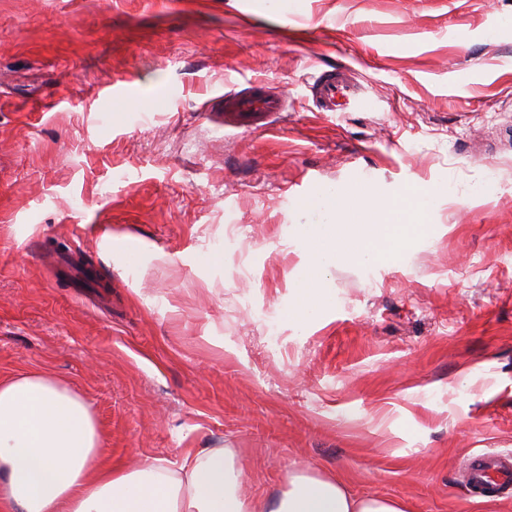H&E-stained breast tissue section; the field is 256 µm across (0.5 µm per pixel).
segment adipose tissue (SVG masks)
<instances>
[{"instance_id": "obj_1", "label": "adipose tissue", "mask_w": 512, "mask_h": 512, "mask_svg": "<svg viewBox=\"0 0 512 512\" xmlns=\"http://www.w3.org/2000/svg\"><path fill=\"white\" fill-rule=\"evenodd\" d=\"M101 456L83 396L47 371L0 378V512H404L397 500L356 496L335 476L300 471L273 499H248L228 448L177 471L150 458L130 471L106 468Z\"/></svg>"}]
</instances>
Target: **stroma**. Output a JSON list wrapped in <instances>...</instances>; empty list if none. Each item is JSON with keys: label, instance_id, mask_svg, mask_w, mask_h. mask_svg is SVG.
I'll use <instances>...</instances> for the list:
<instances>
[{"label": "stroma", "instance_id": "obj_1", "mask_svg": "<svg viewBox=\"0 0 512 512\" xmlns=\"http://www.w3.org/2000/svg\"><path fill=\"white\" fill-rule=\"evenodd\" d=\"M512 0H0V377L91 404L106 462L229 448L249 497L335 473L407 512H512ZM346 66L355 112L308 85ZM288 109L243 126L244 79ZM443 184L437 231L286 319L303 200ZM110 246H102L103 236ZM137 241L136 259L121 250ZM461 477L475 496L512 497V452L472 453L463 460Z\"/></svg>", "mask_w": 512, "mask_h": 512}]
</instances>
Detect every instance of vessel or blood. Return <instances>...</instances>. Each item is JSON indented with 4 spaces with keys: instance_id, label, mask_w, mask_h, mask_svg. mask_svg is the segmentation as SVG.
I'll list each match as a JSON object with an SVG mask.
<instances>
[{
    "instance_id": "b4317fda",
    "label": "vessel or blood",
    "mask_w": 512,
    "mask_h": 512,
    "mask_svg": "<svg viewBox=\"0 0 512 512\" xmlns=\"http://www.w3.org/2000/svg\"><path fill=\"white\" fill-rule=\"evenodd\" d=\"M309 90L312 100L322 112H350L363 102V88L348 69L335 68L314 77ZM286 100L267 91L258 81L246 86L231 87L224 94L225 112L251 122L267 112H282ZM461 477L470 492L489 498L512 496V452L484 450L467 456L462 463Z\"/></svg>"
}]
</instances>
